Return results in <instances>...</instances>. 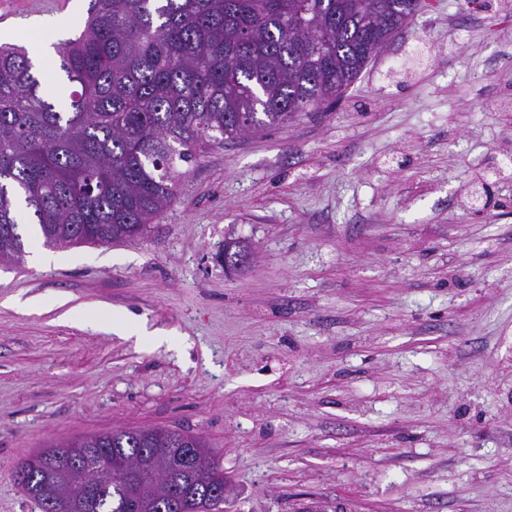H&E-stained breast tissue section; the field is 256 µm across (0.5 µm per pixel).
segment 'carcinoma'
I'll return each instance as SVG.
<instances>
[{
    "label": "carcinoma",
    "instance_id": "1",
    "mask_svg": "<svg viewBox=\"0 0 512 512\" xmlns=\"http://www.w3.org/2000/svg\"><path fill=\"white\" fill-rule=\"evenodd\" d=\"M412 11V0H95L84 31L52 44L49 79L24 47L0 46V265L26 254L18 196L47 247L143 236L175 201L182 165L340 100ZM202 447L132 427L52 445L13 475L40 512H59V476L38 458L169 448L182 459L172 512H214L224 469L183 462ZM91 481L82 512H158L119 471Z\"/></svg>",
    "mask_w": 512,
    "mask_h": 512
}]
</instances>
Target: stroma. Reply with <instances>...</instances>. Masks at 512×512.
<instances>
[{
  "mask_svg": "<svg viewBox=\"0 0 512 512\" xmlns=\"http://www.w3.org/2000/svg\"><path fill=\"white\" fill-rule=\"evenodd\" d=\"M91 5L0 0V43ZM187 170L147 236L0 267V512H39L18 461L133 426L203 437L224 512H512V0H433Z\"/></svg>",
  "mask_w": 512,
  "mask_h": 512,
  "instance_id": "1",
  "label": "stroma"
}]
</instances>
